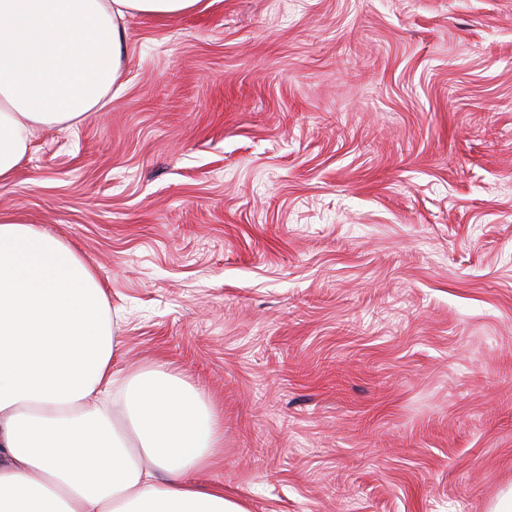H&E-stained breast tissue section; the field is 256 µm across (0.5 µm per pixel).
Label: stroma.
<instances>
[{
    "label": "stroma",
    "mask_w": 512,
    "mask_h": 512,
    "mask_svg": "<svg viewBox=\"0 0 512 512\" xmlns=\"http://www.w3.org/2000/svg\"><path fill=\"white\" fill-rule=\"evenodd\" d=\"M37 130L0 211L93 270L126 371L220 416L249 512L512 488V0H202Z\"/></svg>",
    "instance_id": "stroma-1"
}]
</instances>
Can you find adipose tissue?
Masks as SVG:
<instances>
[{"label":"adipose tissue","mask_w":512,"mask_h":512,"mask_svg":"<svg viewBox=\"0 0 512 512\" xmlns=\"http://www.w3.org/2000/svg\"><path fill=\"white\" fill-rule=\"evenodd\" d=\"M202 0H0V186L35 130L112 99L131 16ZM106 294L65 239L0 212V512H247L196 480L224 433L204 395L114 369Z\"/></svg>","instance_id":"ef3b65f1"}]
</instances>
